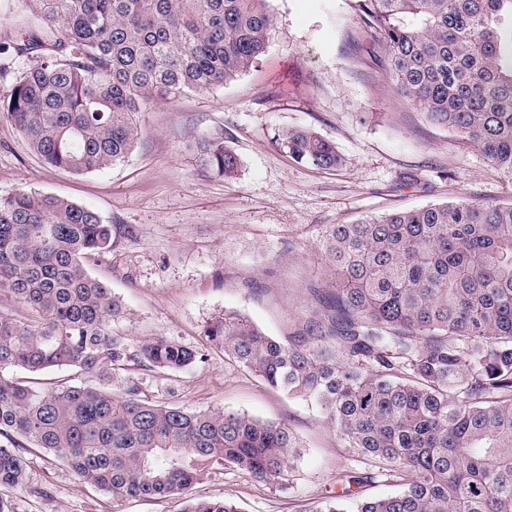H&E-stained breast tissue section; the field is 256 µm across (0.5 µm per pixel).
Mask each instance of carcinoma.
<instances>
[{"mask_svg":"<svg viewBox=\"0 0 512 512\" xmlns=\"http://www.w3.org/2000/svg\"><path fill=\"white\" fill-rule=\"evenodd\" d=\"M398 94L512 177V0H356ZM31 63L0 93L48 167L73 174L125 161L137 116L235 80L265 52L270 0H22L13 18ZM298 162L337 166L335 146L305 129L275 136ZM201 165L236 175L223 136L194 141ZM112 225L51 193L0 196V436L18 437L82 480L127 499L181 498L219 467L283 484L298 442L283 423L156 404L111 388L130 357L112 333L124 316L81 259L112 247ZM320 249L336 288L280 340L237 311L203 325L270 387L315 401L345 447L396 483L387 496L336 497L315 512H512V205L464 198L354 224ZM139 355L162 372L201 353L167 337ZM76 367L97 388L13 378ZM25 463L0 445V488L22 489ZM181 512H239L188 500Z\"/></svg>","mask_w":512,"mask_h":512,"instance_id":"1","label":"carcinoma"}]
</instances>
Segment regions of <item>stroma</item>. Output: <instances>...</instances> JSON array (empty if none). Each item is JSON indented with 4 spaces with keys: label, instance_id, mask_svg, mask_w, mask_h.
I'll use <instances>...</instances> for the list:
<instances>
[{
    "label": "stroma",
    "instance_id": "stroma-1",
    "mask_svg": "<svg viewBox=\"0 0 512 512\" xmlns=\"http://www.w3.org/2000/svg\"><path fill=\"white\" fill-rule=\"evenodd\" d=\"M17 0H0V90L28 64L15 47ZM277 26L265 54L222 87L157 104L138 117L129 157L76 175L41 164L8 122L0 121V196L52 193L98 211L111 224V250L84 261L122 300L112 325L131 356L115 383L141 398L195 410L220 409L281 422L300 444L287 481L269 486L217 468L188 493L224 499L240 512H313L340 487L336 475L372 472L353 456L315 404L268 387L222 353L207 350L205 322L231 309L268 334L285 337L328 291L318 241L330 224L464 197L512 203V179L458 134L429 123L400 97L358 28L355 0H272ZM310 130L333 142L339 166L295 161L277 133ZM220 134L238 157L232 177L201 168L189 144ZM166 336L203 350L178 372L150 369L141 345ZM26 490L0 489L12 512H181L182 501L142 498L113 508L111 497L40 448L19 450Z\"/></svg>",
    "mask_w": 512,
    "mask_h": 512
}]
</instances>
